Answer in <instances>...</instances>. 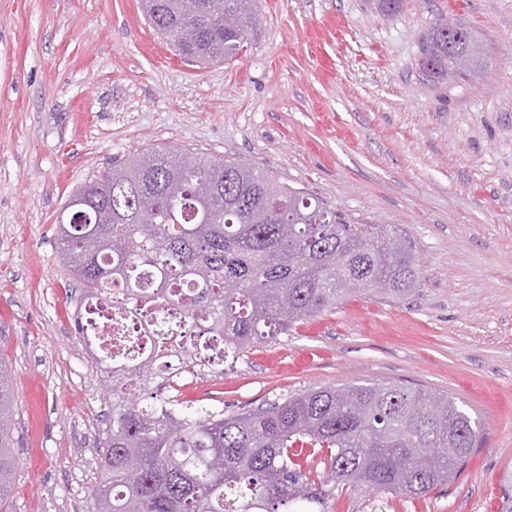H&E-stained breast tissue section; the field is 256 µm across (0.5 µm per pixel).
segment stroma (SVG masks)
<instances>
[{
    "instance_id": "35a3bbf8",
    "label": "stroma",
    "mask_w": 512,
    "mask_h": 512,
    "mask_svg": "<svg viewBox=\"0 0 512 512\" xmlns=\"http://www.w3.org/2000/svg\"><path fill=\"white\" fill-rule=\"evenodd\" d=\"M241 58L186 65L140 0H0V356L12 366L9 512H93L112 395L80 340L58 248L71 193L156 145L251 162L349 224L416 248L418 291L366 295L255 345L174 400L227 415L339 384L448 394L478 420L430 498L337 491L334 512H500L512 491V0H259ZM484 64L419 68L439 19Z\"/></svg>"
}]
</instances>
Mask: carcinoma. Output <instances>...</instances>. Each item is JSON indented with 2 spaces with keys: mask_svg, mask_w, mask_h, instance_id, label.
I'll list each match as a JSON object with an SVG mask.
<instances>
[{
  "mask_svg": "<svg viewBox=\"0 0 512 512\" xmlns=\"http://www.w3.org/2000/svg\"><path fill=\"white\" fill-rule=\"evenodd\" d=\"M207 26L194 48L209 66L246 52L257 0H199ZM172 46L185 24L181 0H141ZM475 34L448 50V22L424 38L428 76L460 77L482 61ZM59 225L64 265L81 304L112 287L145 322L155 308L183 317L158 335L133 372L143 387L185 374H224L255 344L292 331L350 296L404 299L421 279L411 242L386 225L336 220L314 193L296 191L235 158L220 166L174 145L149 147L94 177L67 201ZM147 210L154 222L143 224ZM235 287L228 288L226 284ZM109 382L94 512H332L336 489L426 497L457 481L483 441L447 394L398 383L336 385L234 415L167 405L128 391V372L95 359ZM11 374L0 359V510L14 457Z\"/></svg>",
  "mask_w": 512,
  "mask_h": 512,
  "instance_id": "obj_1",
  "label": "carcinoma"
}]
</instances>
